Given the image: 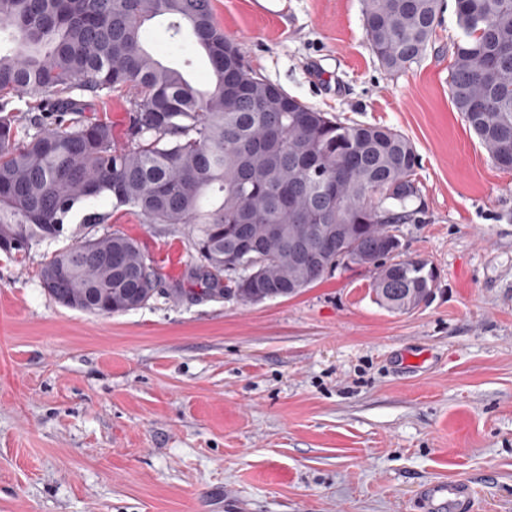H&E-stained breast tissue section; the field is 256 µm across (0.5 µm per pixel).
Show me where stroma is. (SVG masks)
Segmentation results:
<instances>
[{"label":"stroma","instance_id":"stroma-1","mask_svg":"<svg viewBox=\"0 0 512 512\" xmlns=\"http://www.w3.org/2000/svg\"><path fill=\"white\" fill-rule=\"evenodd\" d=\"M213 6L259 77L412 141L418 213L399 236L433 294L389 312L373 271L349 264L288 299L205 296L188 228L103 199L159 291L83 313L39 277L71 235L0 255V512H413L421 484L457 478L478 512H512V170L449 100L454 8L427 55L390 74L361 0Z\"/></svg>","mask_w":512,"mask_h":512}]
</instances>
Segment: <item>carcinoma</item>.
<instances>
[{
  "label": "carcinoma",
  "mask_w": 512,
  "mask_h": 512,
  "mask_svg": "<svg viewBox=\"0 0 512 512\" xmlns=\"http://www.w3.org/2000/svg\"><path fill=\"white\" fill-rule=\"evenodd\" d=\"M444 0H362L365 33L381 67L403 72L431 48ZM202 51L211 88L163 65L145 24ZM448 95L492 161L512 169V0H457ZM0 252L27 254L66 225L106 224L112 197L148 224H189L209 295L244 304L293 297L326 265L374 270L376 302L409 312L426 302L432 271L402 259L398 225L415 219L419 157L389 128L347 124L258 78L234 56L212 0H0ZM129 89L128 124L93 111L107 91ZM39 97L19 132L11 99ZM303 225L308 265L288 250ZM279 235L273 236L272 228ZM237 274L224 288V273ZM44 290L64 307L116 314L140 308L159 275L139 243L115 230L45 257Z\"/></svg>",
  "instance_id": "obj_1"
}]
</instances>
